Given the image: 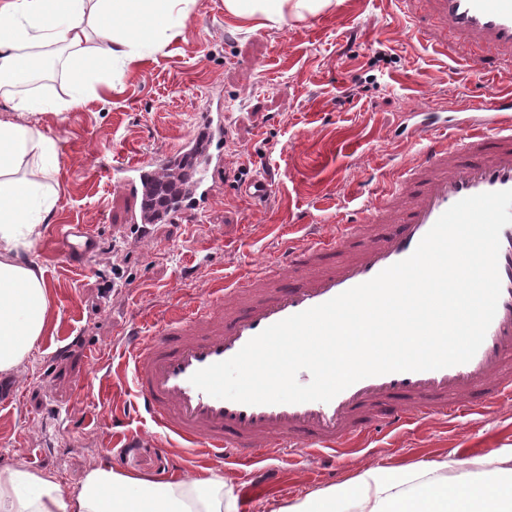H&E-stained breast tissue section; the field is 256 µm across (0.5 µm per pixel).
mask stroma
Returning a JSON list of instances; mask_svg holds the SVG:
<instances>
[{
    "instance_id": "stroma-1",
    "label": "stroma",
    "mask_w": 512,
    "mask_h": 512,
    "mask_svg": "<svg viewBox=\"0 0 512 512\" xmlns=\"http://www.w3.org/2000/svg\"><path fill=\"white\" fill-rule=\"evenodd\" d=\"M435 25L424 0L406 13L396 0H332L304 19L260 28L230 15L224 0H196L170 45L149 49L121 76L97 75L71 111L39 115L61 146V206L27 251L45 271L51 322L22 370L0 374V395L18 394L0 404V464L20 456L66 486L100 462L152 479L209 467L240 495V512H277L368 465L451 453L470 462L512 448V404L368 435L326 468L307 450L244 461L183 454L133 409L124 347L131 329L152 330L168 308L209 299L276 256L283 240L306 246L307 225L332 233L360 221L366 202L415 159L414 143L396 130L405 112L453 110L460 99L476 104L512 89L510 66L470 70L485 47L445 57L406 37ZM210 101L230 115L228 178L203 210L155 225L150 237L131 234L132 201L103 169L175 148ZM255 177L271 182L268 201L245 194V179ZM72 224L94 236L91 258L60 254L58 240ZM86 379L101 385L81 394Z\"/></svg>"
}]
</instances>
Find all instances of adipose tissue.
Segmentation results:
<instances>
[{"mask_svg": "<svg viewBox=\"0 0 512 512\" xmlns=\"http://www.w3.org/2000/svg\"><path fill=\"white\" fill-rule=\"evenodd\" d=\"M195 0H0V89L41 65L28 47L50 43L67 53L72 92L54 113L83 100L89 82L143 59L146 45L181 34ZM331 0H224L246 21L282 23L328 7ZM40 101L16 99L0 117V373H17L45 336L49 293L44 272L23 259L19 243L36 238L59 207L51 180L60 167L57 142L34 122ZM0 512H239L238 499L212 469L175 470L161 480L100 463L62 486L23 459L0 465ZM278 512H512V448L465 470L449 454L432 466L373 465L351 482L289 501Z\"/></svg>", "mask_w": 512, "mask_h": 512, "instance_id": "ef3b65f1", "label": "adipose tissue"}]
</instances>
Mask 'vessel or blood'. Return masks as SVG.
<instances>
[{
  "label": "vessel or blood",
  "mask_w": 512,
  "mask_h": 512,
  "mask_svg": "<svg viewBox=\"0 0 512 512\" xmlns=\"http://www.w3.org/2000/svg\"><path fill=\"white\" fill-rule=\"evenodd\" d=\"M430 14L464 43L491 53L484 71L512 62V0H426ZM402 127L420 150L400 174L389 198L368 202L361 223L341 224L308 248L287 247L263 268L225 284L221 297L177 307L153 331L132 330L126 350L132 365L136 409L181 441L215 456L236 459L275 448L312 446L335 457L352 440L391 431L411 418L454 414L469 403L492 404L512 396V224L500 233L501 295L485 339L467 363L439 370L394 372L364 378L330 402L249 405L212 397L190 377L233 357L270 325L320 305L409 257L439 216L459 200L512 189V90L482 100L479 113L426 110ZM228 118L199 113L176 152L157 164L113 166L135 202L133 230L157 222L151 201L167 189L179 204L167 221L207 203L224 171ZM66 251L89 256L93 237L71 225Z\"/></svg>",
  "instance_id": "vessel-or-blood-1"
}]
</instances>
